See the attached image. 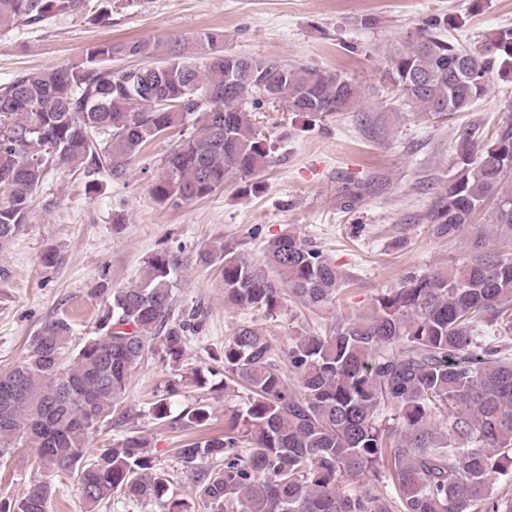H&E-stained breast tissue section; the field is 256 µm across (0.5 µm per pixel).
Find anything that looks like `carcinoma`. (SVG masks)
<instances>
[{
  "label": "carcinoma",
  "mask_w": 512,
  "mask_h": 512,
  "mask_svg": "<svg viewBox=\"0 0 512 512\" xmlns=\"http://www.w3.org/2000/svg\"><path fill=\"white\" fill-rule=\"evenodd\" d=\"M89 2L0 0V28L83 15ZM464 24L432 17L391 51L389 81L412 111L466 112L493 72L512 79V27L470 48L445 35ZM222 41L212 31L170 47L104 41L78 63L0 84V249L24 230L60 162L88 160L120 180L147 144L189 123L153 198L178 208L228 183L256 193L273 159L258 109L282 104L318 117L361 98L337 71L239 55ZM452 168L429 233L464 236V256L405 274L369 314L297 333L286 369L255 325L224 342V390L241 389L240 402L224 409V434L178 449L212 512H512V495L494 487L512 476V117L489 142L465 138ZM197 261L221 269L224 302L267 315L290 298L309 309L334 304L350 282L290 229L267 241L261 265L231 241L204 246ZM145 264L139 285L113 292L100 335L72 349V324L58 318L30 338L23 362L0 372V459L27 446L44 473L78 471L87 512L114 496L160 501L168 491L137 430L89 452L146 356L178 372L197 332L174 314L175 258L163 250ZM151 413L181 430L205 428L213 415L202 402L173 417L165 394ZM51 496V484L36 480L0 512H47Z\"/></svg>",
  "instance_id": "carcinoma-1"
}]
</instances>
